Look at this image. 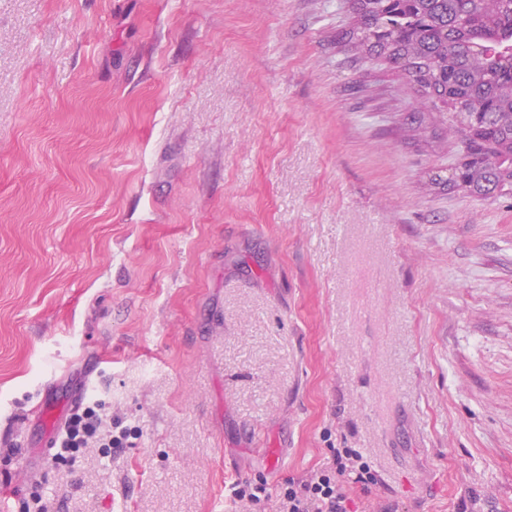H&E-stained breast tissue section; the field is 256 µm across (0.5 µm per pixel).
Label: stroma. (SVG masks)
<instances>
[{"mask_svg":"<svg viewBox=\"0 0 512 512\" xmlns=\"http://www.w3.org/2000/svg\"><path fill=\"white\" fill-rule=\"evenodd\" d=\"M344 0H0V494L245 512L358 448L356 512H512V193ZM113 459L33 457L89 365ZM284 455L270 469L267 449ZM35 412L39 416L45 430V437L52 439L55 429L64 413L63 407H58L55 402L45 397L41 403L36 405ZM231 493L240 501H247L253 506H258L268 497L267 483L262 478L255 481L235 482L232 484Z\"/></svg>","mask_w":512,"mask_h":512,"instance_id":"obj_1","label":"stroma"}]
</instances>
